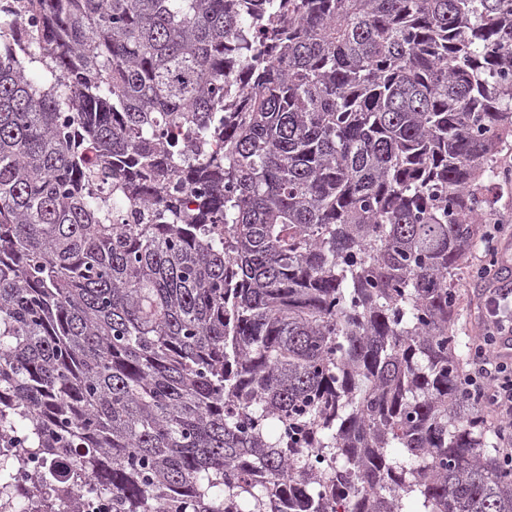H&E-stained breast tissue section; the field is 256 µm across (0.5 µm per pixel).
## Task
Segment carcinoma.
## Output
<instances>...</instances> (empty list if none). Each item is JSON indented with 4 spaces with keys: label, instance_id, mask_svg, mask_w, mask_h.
<instances>
[{
    "label": "carcinoma",
    "instance_id": "1",
    "mask_svg": "<svg viewBox=\"0 0 512 512\" xmlns=\"http://www.w3.org/2000/svg\"><path fill=\"white\" fill-rule=\"evenodd\" d=\"M20 2L0 448L115 512H512L453 328L512 0Z\"/></svg>",
    "mask_w": 512,
    "mask_h": 512
}]
</instances>
